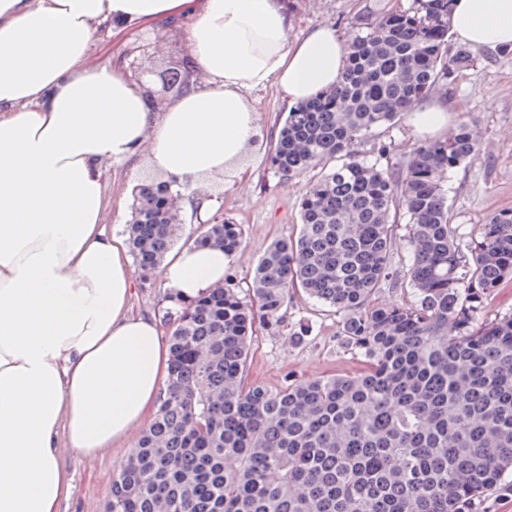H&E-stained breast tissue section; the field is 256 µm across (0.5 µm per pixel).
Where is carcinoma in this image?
<instances>
[{"instance_id":"obj_1","label":"carcinoma","mask_w":512,"mask_h":512,"mask_svg":"<svg viewBox=\"0 0 512 512\" xmlns=\"http://www.w3.org/2000/svg\"><path fill=\"white\" fill-rule=\"evenodd\" d=\"M452 0H408L365 19L337 87L288 110L268 162L283 177L318 169L300 229L274 241L247 293L228 284L189 303L169 337L170 373L154 418L112 481L106 512H461L512 472V312L482 318L512 279V210L461 244L444 177L474 155L462 123L404 161L355 145L469 67L448 54ZM186 62L168 81L192 84ZM172 181L137 185L127 233L134 260L157 272L181 238L231 256L240 225L183 236L161 212ZM411 261L390 255L399 214ZM414 300L371 301L384 281ZM334 309L361 371L269 389L247 380L255 324L279 328L294 290Z\"/></svg>"}]
</instances>
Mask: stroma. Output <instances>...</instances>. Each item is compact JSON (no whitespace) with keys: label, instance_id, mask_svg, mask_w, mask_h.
Wrapping results in <instances>:
<instances>
[{"label":"stroma","instance_id":"35a3bbf8","mask_svg":"<svg viewBox=\"0 0 512 512\" xmlns=\"http://www.w3.org/2000/svg\"><path fill=\"white\" fill-rule=\"evenodd\" d=\"M405 0H285L291 22V37L301 36L314 23L334 25L348 35L359 19L373 18L404 4ZM182 30L163 23L131 24L122 31L102 28L90 50L96 64L125 70L130 63L151 59L154 72H161L188 56ZM474 63L449 84L440 100L448 105L449 126L470 122L482 134V148L446 177L451 221L470 233L498 210L512 209V49L477 50ZM260 114L264 140L253 148L237 179L216 187L215 219L240 224L244 239L226 273L240 289H248L259 259L275 240L299 232L300 203L311 182L304 173L286 180L270 169L266 156L270 140L288 112V105L274 87L249 91ZM465 111H457V103ZM421 141L401 115L393 124L374 128L357 145L360 153L373 157L387 146L398 158H406ZM146 159L113 168L105 191L107 230L125 231L130 218L134 186L157 180ZM133 311L157 315L164 331H171L176 318L156 275L138 274L131 298ZM361 359L340 336V318L329 307L298 293L284 311L279 331H258L253 340L248 368L249 381L275 389L298 380L357 372ZM130 447L115 448L89 460L68 452L63 462L73 477L69 500L61 512H105L112 495V480Z\"/></svg>","mask_w":512,"mask_h":512}]
</instances>
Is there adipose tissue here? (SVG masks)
<instances>
[{
    "label": "adipose tissue",
    "mask_w": 512,
    "mask_h": 512,
    "mask_svg": "<svg viewBox=\"0 0 512 512\" xmlns=\"http://www.w3.org/2000/svg\"><path fill=\"white\" fill-rule=\"evenodd\" d=\"M179 21L203 82L163 108L89 63L104 22ZM450 30L512 47V0H454ZM284 0H0V512H59L70 450L127 441L169 374L160 321L130 308L137 272L104 225L106 174L139 154L207 212L261 136L246 93L288 104L336 86L348 44L318 23L290 38ZM223 250L187 244L161 271L170 305L223 283Z\"/></svg>",
    "instance_id": "adipose-tissue-1"
}]
</instances>
